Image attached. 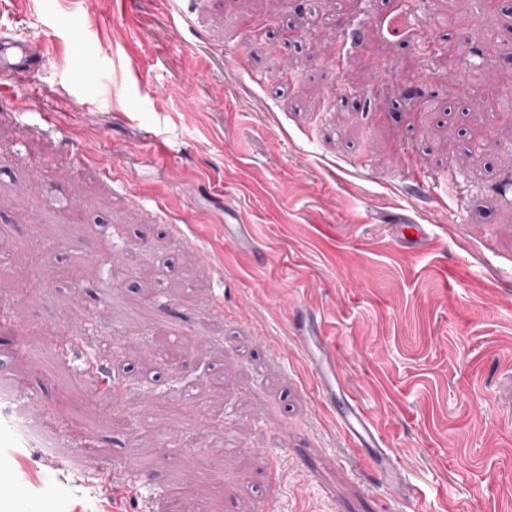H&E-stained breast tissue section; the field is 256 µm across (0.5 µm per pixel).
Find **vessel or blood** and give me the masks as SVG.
Returning <instances> with one entry per match:
<instances>
[{"label":"vessel or blood","mask_w":512,"mask_h":512,"mask_svg":"<svg viewBox=\"0 0 512 512\" xmlns=\"http://www.w3.org/2000/svg\"><path fill=\"white\" fill-rule=\"evenodd\" d=\"M304 342L316 367L315 374L320 391L326 396L335 395L341 382L335 358L329 353L322 337L308 336ZM336 418L361 456L374 460L375 468L387 489L395 494L400 493L402 485L398 469L381 448L376 431L367 416L356 406L347 403L337 409Z\"/></svg>","instance_id":"obj_1"}]
</instances>
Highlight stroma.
Here are the masks:
<instances>
[{"label": "stroma", "mask_w": 512, "mask_h": 512, "mask_svg": "<svg viewBox=\"0 0 512 512\" xmlns=\"http://www.w3.org/2000/svg\"><path fill=\"white\" fill-rule=\"evenodd\" d=\"M492 20L511 41L489 0H0L33 70L0 93V391L31 394L0 423L41 436L0 441V512H512V128L462 158L485 131L448 89ZM105 342L107 404L83 372ZM306 351L316 367L317 385L325 396L336 395L341 378L335 358L329 353L323 336H304ZM336 418L363 458L376 459L375 468L381 477L382 483L393 494L402 491L398 469L394 461L380 447L376 431L367 418L356 406L345 403L336 410Z\"/></svg>", "instance_id": "obj_1"}]
</instances>
